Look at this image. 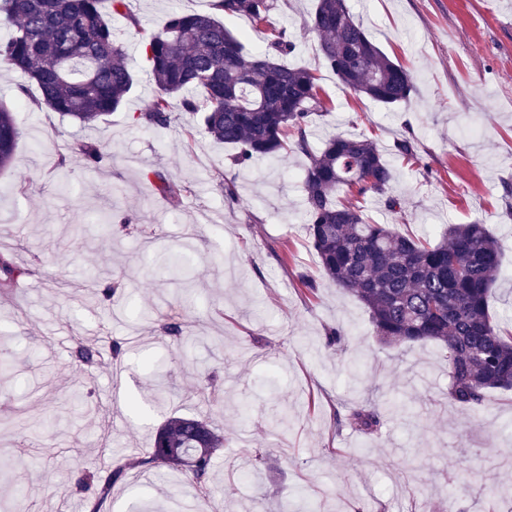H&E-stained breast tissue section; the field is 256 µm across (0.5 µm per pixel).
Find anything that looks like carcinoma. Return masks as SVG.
Masks as SVG:
<instances>
[{
  "instance_id": "cac0c4a2",
  "label": "carcinoma",
  "mask_w": 512,
  "mask_h": 512,
  "mask_svg": "<svg viewBox=\"0 0 512 512\" xmlns=\"http://www.w3.org/2000/svg\"><path fill=\"white\" fill-rule=\"evenodd\" d=\"M126 0H0V61L38 87L36 105L80 125H93L118 111L134 86L128 56L115 43L112 15L140 27L125 11ZM213 12L168 15L144 42L145 60L156 92L138 117L147 128H166L178 109L200 117L212 139L237 149L239 168L259 157L293 150L306 157L304 224L322 274L369 311L373 331L384 344L436 342L448 369V400L478 410L489 392L512 390V334L489 312L502 248L486 225L450 224L436 242L406 234L390 224H373L360 200L377 196L392 211L393 168L376 143L343 133L317 143L312 116L328 111L316 73L290 67L283 57L297 44L270 20V0H213ZM244 16L268 28L264 51L250 52L224 18ZM307 28L318 37V56L339 82L386 106L406 103L411 74L368 36L346 0H316ZM21 137L14 113L0 104V170L10 167ZM73 152L92 164L103 150L77 142ZM158 190L174 203L182 188L156 174ZM346 189L352 200L338 205ZM25 270L0 254V293L13 291ZM102 352L75 340L71 359L82 372ZM384 412L353 410L347 420L374 432ZM224 435L203 418L172 416L157 429L152 452L117 466L110 482L127 467L169 465L188 472L196 491L210 494L214 454ZM77 491L94 495L98 512L108 486L89 471Z\"/></svg>"
}]
</instances>
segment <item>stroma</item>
<instances>
[{"label": "stroma", "mask_w": 512, "mask_h": 512, "mask_svg": "<svg viewBox=\"0 0 512 512\" xmlns=\"http://www.w3.org/2000/svg\"><path fill=\"white\" fill-rule=\"evenodd\" d=\"M347 3L411 72L414 92L388 107L345 89L305 27L314 0H275L273 24L298 45L289 65L314 69L330 101L315 139L343 132L378 144L404 208L367 197L375 223L430 239L451 224H487L503 246L489 309L512 332V0ZM127 9L154 29L175 9L210 11L211 0H127ZM112 24L136 84L105 122L79 126L37 108V87L0 65V103L21 130L0 171V253L29 271L0 296V361L11 366L0 377V414L11 418L0 427V512H89L74 490L81 473L106 479L115 464L147 456L175 412L224 436L210 495L199 497L184 471L135 468L100 512L145 503L152 512H512V390L491 391L477 412L456 406L439 345L378 342L362 303L320 271L303 224V155L237 170L232 147L197 133L190 115L142 128L136 118L156 87L141 29L119 16ZM404 137L415 146L408 161L392 151ZM76 139L107 159L88 166L68 151ZM160 173L183 187L180 202L160 194ZM303 274L316 279L315 296ZM171 317L196 332L179 348L162 330ZM331 327L345 331L343 350L326 347ZM77 336L102 350L112 338L137 342L121 361L79 373ZM208 380L219 400L201 394ZM393 400L405 406L377 434L336 420ZM256 452L263 460L250 475Z\"/></svg>", "instance_id": "obj_1"}]
</instances>
